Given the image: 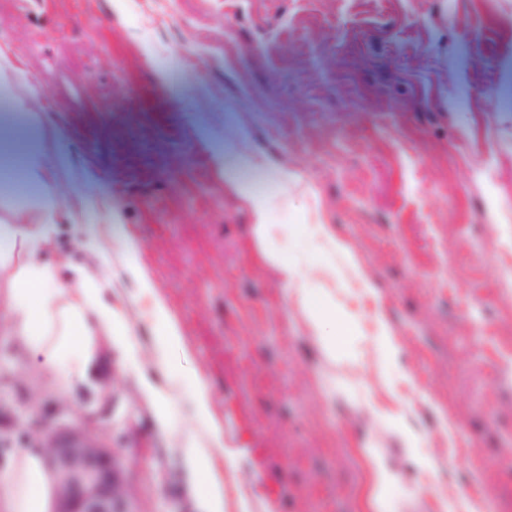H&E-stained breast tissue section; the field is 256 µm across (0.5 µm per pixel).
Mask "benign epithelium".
Returning a JSON list of instances; mask_svg holds the SVG:
<instances>
[{
    "label": "benign epithelium",
    "mask_w": 512,
    "mask_h": 512,
    "mask_svg": "<svg viewBox=\"0 0 512 512\" xmlns=\"http://www.w3.org/2000/svg\"><path fill=\"white\" fill-rule=\"evenodd\" d=\"M41 450L53 477L49 512H135L125 467L96 431L58 427Z\"/></svg>",
    "instance_id": "benign-epithelium-1"
}]
</instances>
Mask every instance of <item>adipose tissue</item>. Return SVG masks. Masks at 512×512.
<instances>
[{
    "label": "adipose tissue",
    "instance_id": "adipose-tissue-1",
    "mask_svg": "<svg viewBox=\"0 0 512 512\" xmlns=\"http://www.w3.org/2000/svg\"><path fill=\"white\" fill-rule=\"evenodd\" d=\"M24 156V180L43 200L40 226H0V262L17 264L4 314L13 335L23 338L32 357L61 368L66 379L86 381L94 371V340L98 333L125 339L124 322L113 312L105 291L83 270H75L73 288H64L54 267L37 255L55 222L53 191L41 155L21 151L17 136L0 132V157ZM211 397L195 383L190 400L192 416L204 424L203 435L187 434L184 455L193 480L203 482L202 512H224V484L214 473V453L224 445V430L211 418ZM51 479L38 450L29 449L0 468V502L8 512H48Z\"/></svg>",
    "mask_w": 512,
    "mask_h": 512
}]
</instances>
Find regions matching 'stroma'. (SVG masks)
<instances>
[{"instance_id":"stroma-1","label":"stroma","mask_w":512,"mask_h":512,"mask_svg":"<svg viewBox=\"0 0 512 512\" xmlns=\"http://www.w3.org/2000/svg\"><path fill=\"white\" fill-rule=\"evenodd\" d=\"M0 49L32 99L0 124L69 158L45 258L99 277L147 367L162 302L189 375L165 427L120 342L98 337L87 388L1 325L0 431L64 410L126 464L134 512H200L194 376L224 512H512V0H0ZM233 180L269 200L268 244ZM41 215L1 165L0 225ZM318 221L375 286L321 289L349 317L332 356L265 257L328 264ZM194 381L190 412L204 424L205 431L202 436L192 432L185 436L183 448L187 469L193 480L204 483L200 512H224V483L214 473V453L224 446V429L211 419L208 389L201 381Z\"/></svg>"}]
</instances>
